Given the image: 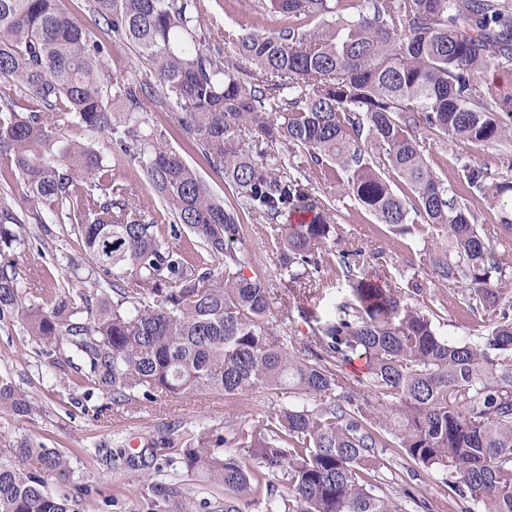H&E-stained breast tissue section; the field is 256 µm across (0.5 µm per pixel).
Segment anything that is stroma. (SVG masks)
<instances>
[{"label": "stroma", "instance_id": "1", "mask_svg": "<svg viewBox=\"0 0 512 512\" xmlns=\"http://www.w3.org/2000/svg\"><path fill=\"white\" fill-rule=\"evenodd\" d=\"M202 5V30L215 47L223 46V32L228 26L246 33L280 30L288 25L287 17L260 9L256 0H202ZM147 120L162 131L169 146L184 156L217 197H229L223 176L187 144L166 103L150 104ZM53 140L59 146L70 140L93 143L103 161L114 165L120 184L132 191L136 202L153 214H161V205L143 171L130 161L117 163L113 147L104 137L64 126ZM424 143L433 171L455 189L461 205L474 211L483 237L497 245V258L506 270L497 286L512 301V246L500 245L506 237L500 222L502 209L459 189L457 183L459 173L467 166L487 170L494 180H512V136L481 147L430 135L425 136ZM307 176L313 196L333 208L337 225L336 235L326 245L327 272L311 293L301 298L289 293L269 224L261 219L243 223L253 267L279 295L272 306L277 334L307 341L321 321L336 313L349 296L348 280L337 263V254L355 249L360 250L362 260L383 269L392 286L401 289L409 303L432 318L444 336L472 340L483 333L481 316L472 315L465 307L466 290L443 286L432 278L422 230L393 235L354 201L341 196L335 184L312 170ZM22 237V243L14 247V258L20 286L27 292L26 303H36V289L71 287L72 269L84 264L85 251L70 226L54 224L46 230L33 222L25 225ZM1 373L10 377L15 389L33 402L36 411L27 417L0 419V455H7L24 441L65 453L71 461V476L55 482L52 489L70 493L75 486L85 487L77 512H159L158 502L171 492L197 504L223 501V494L203 478L187 474L179 463L177 448L183 432L203 427L220 434L228 425L251 427L272 406L289 401L285 394L257 391L232 399L219 393L189 394L161 403L116 405L109 396L61 380L53 356L30 340L18 323L0 325ZM160 440L173 444L163 458L156 456L153 448ZM379 454L385 466L375 481V491L398 501L412 494L414 502L407 505L406 512H423L416 506L420 500L428 506L424 512H468L472 508L470 499L456 496L443 485L440 471L422 469L413 475L399 449L389 446L380 449Z\"/></svg>", "mask_w": 512, "mask_h": 512}]
</instances>
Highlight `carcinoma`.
<instances>
[{"instance_id": "1", "label": "carcinoma", "mask_w": 512, "mask_h": 512, "mask_svg": "<svg viewBox=\"0 0 512 512\" xmlns=\"http://www.w3.org/2000/svg\"><path fill=\"white\" fill-rule=\"evenodd\" d=\"M259 4L292 24L275 33L225 28L232 61L203 38L201 0H92L95 24L138 49L157 90L147 77L112 74L111 46L62 0H0V182L19 177L27 190L20 212L0 200V323H24L43 347L67 346L58 367L115 403L257 390L294 397L217 440L206 428L187 433L180 463L224 489V512L259 500L266 512H402L374 492L385 435L415 466L439 469L479 512H512V305L493 284L506 271L476 215L448 197L419 137L434 131L484 146L512 133V90L496 93L488 82L512 66V0ZM312 18L319 25L304 28ZM18 91L30 102L24 113ZM157 92L234 202L214 197L147 130L146 101ZM114 99L124 111H112ZM64 120L111 137L137 162L173 219V236L187 231L210 262L171 244L92 147L72 141L65 162L48 159L45 146ZM247 133L270 152L249 153ZM302 167L336 181L395 235L425 224L432 278L468 290L485 333L448 339L379 268L354 274L342 257L350 298L302 346L275 335L274 293L247 274L253 259L241 220L270 221L289 283H317L336 224L296 175ZM385 168L410 194L392 188ZM459 182L494 206L512 200V182L481 167L464 168ZM30 210L39 223L69 224L79 235L93 290L41 288V302L25 304L10 250ZM300 211L311 221L278 223ZM360 357L383 410L338 394L339 365ZM32 411L0 374V418ZM70 473L64 453L18 445L0 458V512H75L76 498L50 488ZM272 475L287 494L277 496Z\"/></svg>"}]
</instances>
